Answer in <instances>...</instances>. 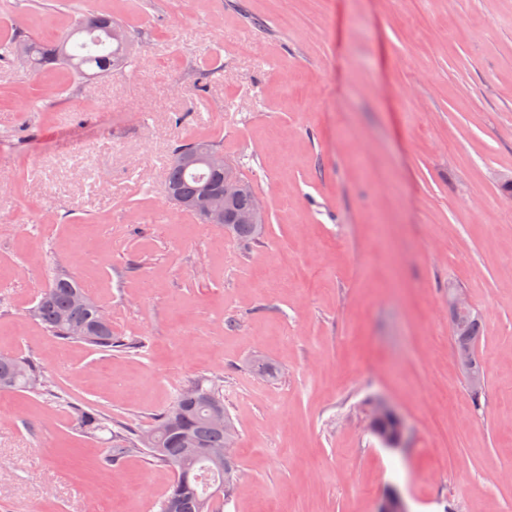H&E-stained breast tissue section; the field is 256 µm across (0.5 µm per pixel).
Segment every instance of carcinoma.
<instances>
[{"label": "carcinoma", "mask_w": 512, "mask_h": 512, "mask_svg": "<svg viewBox=\"0 0 512 512\" xmlns=\"http://www.w3.org/2000/svg\"><path fill=\"white\" fill-rule=\"evenodd\" d=\"M114 30L127 31L123 21L110 15L81 13L69 34L55 42L37 38H9L0 43L3 58L16 63V44L28 45L34 60L32 72L52 65L68 68L80 78L105 76L130 62V41H112ZM214 142L207 138L188 140L176 147L168 165L166 190L175 206L193 200L208 185L224 186V170L202 169L193 163L194 149ZM230 234L243 243L263 235L261 224H235ZM102 307L73 276L55 274L29 310L30 316L58 338L94 350L110 352L139 349L141 343L126 341L112 333V323L99 321ZM482 334V321L458 316L452 338L455 346L470 350L475 370L484 367L475 352ZM51 393V382L39 362L17 354L0 353V393ZM76 425L88 437L110 434L106 461L144 450L154 460L172 469L175 480L164 497L160 512H213L215 501L232 497L238 488L235 465L224 462L219 452L236 435L234 423L224 408V393L215 381L189 383L172 403L152 418L146 428L116 422L103 412L84 404L72 406Z\"/></svg>", "instance_id": "obj_1"}]
</instances>
